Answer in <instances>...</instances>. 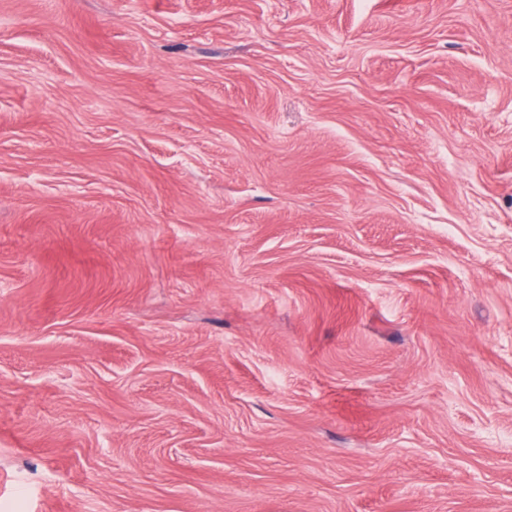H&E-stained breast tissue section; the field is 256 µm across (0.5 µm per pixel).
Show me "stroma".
Wrapping results in <instances>:
<instances>
[{"instance_id":"1","label":"stroma","mask_w":512,"mask_h":512,"mask_svg":"<svg viewBox=\"0 0 512 512\" xmlns=\"http://www.w3.org/2000/svg\"><path fill=\"white\" fill-rule=\"evenodd\" d=\"M0 512H512V0H0Z\"/></svg>"}]
</instances>
